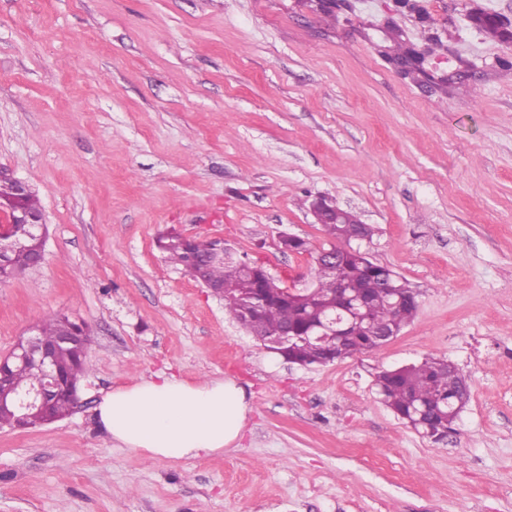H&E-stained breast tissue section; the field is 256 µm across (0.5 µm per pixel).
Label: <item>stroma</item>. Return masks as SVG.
<instances>
[{
	"mask_svg": "<svg viewBox=\"0 0 512 512\" xmlns=\"http://www.w3.org/2000/svg\"><path fill=\"white\" fill-rule=\"evenodd\" d=\"M0 0V169L40 198L45 260L0 283V355L45 315L93 336L66 418L0 428V512H512V43L470 22L512 0ZM332 201L372 225V261L418 298L381 349L301 367L166 263L174 227L313 280ZM305 239L282 251L280 233ZM453 362L470 398L441 440L382 402L380 371ZM230 378L239 447L160 461L96 408L139 376Z\"/></svg>",
	"mask_w": 512,
	"mask_h": 512,
	"instance_id": "1",
	"label": "stroma"
}]
</instances>
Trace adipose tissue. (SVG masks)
<instances>
[{"label":"adipose tissue","mask_w":512,"mask_h":512,"mask_svg":"<svg viewBox=\"0 0 512 512\" xmlns=\"http://www.w3.org/2000/svg\"><path fill=\"white\" fill-rule=\"evenodd\" d=\"M251 405L228 378L187 381L154 375L106 393L96 408L103 432L118 445L156 460H189L236 446Z\"/></svg>","instance_id":"adipose-tissue-1"}]
</instances>
